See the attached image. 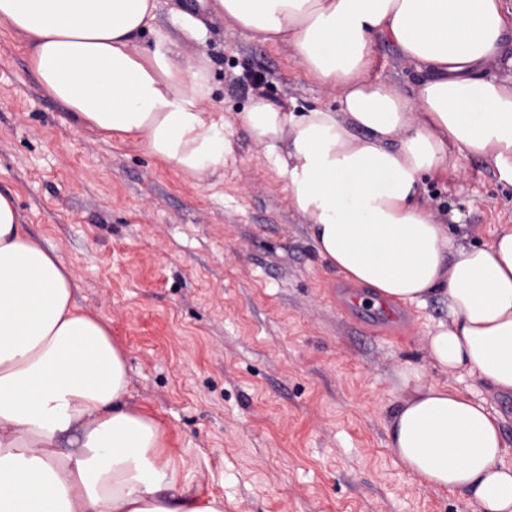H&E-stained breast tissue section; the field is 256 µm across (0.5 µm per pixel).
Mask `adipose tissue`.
Here are the masks:
<instances>
[{"label":"adipose tissue","instance_id":"adipose-tissue-1","mask_svg":"<svg viewBox=\"0 0 512 512\" xmlns=\"http://www.w3.org/2000/svg\"><path fill=\"white\" fill-rule=\"evenodd\" d=\"M0 0L43 89L79 123L129 140L201 185L235 158L234 126L264 148L318 256L374 303L448 302L428 340L441 371L512 395V227L485 248L454 244L428 212L432 176L478 157L512 185V83L486 78L512 32L503 0ZM287 45L341 89L337 109L259 97L238 120L207 108L205 17ZM150 33L152 43L137 41ZM420 77L412 94L370 79L377 38ZM0 192V512H224L191 487L188 462L130 401L127 356L74 297L75 277ZM389 446L428 486L481 512H512V449L487 399L407 366Z\"/></svg>","mask_w":512,"mask_h":512}]
</instances>
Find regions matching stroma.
Listing matches in <instances>:
<instances>
[{
    "instance_id": "stroma-1",
    "label": "stroma",
    "mask_w": 512,
    "mask_h": 512,
    "mask_svg": "<svg viewBox=\"0 0 512 512\" xmlns=\"http://www.w3.org/2000/svg\"><path fill=\"white\" fill-rule=\"evenodd\" d=\"M370 76L410 92L417 72L377 39ZM205 53L213 105L245 111L242 73L266 99L332 107L336 87L308 76L291 50L211 18ZM223 180L194 186L131 142L83 126L48 94L22 38L0 22V192L28 231L70 267L75 296L105 319L127 354L134 403L164 427L201 493L224 512H474L428 487L388 446L406 364L476 395L485 385L441 371L428 339L441 298L396 305L394 324L344 305L351 282L317 256L308 221L244 128ZM427 207L466 245L512 226V186L486 161L427 183Z\"/></svg>"
}]
</instances>
